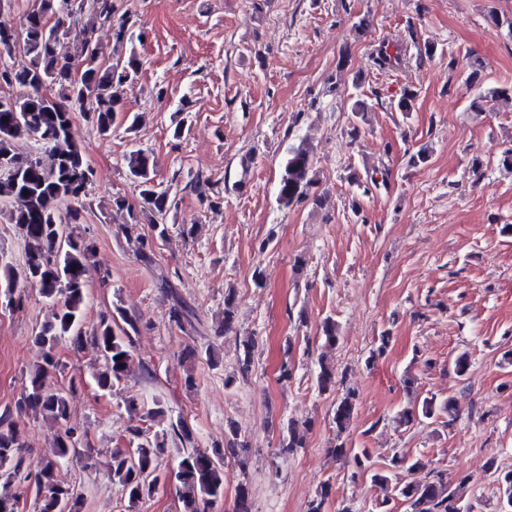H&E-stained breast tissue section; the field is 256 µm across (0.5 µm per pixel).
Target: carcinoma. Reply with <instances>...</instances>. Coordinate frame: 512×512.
Instances as JSON below:
<instances>
[{"label":"carcinoma","instance_id":"1","mask_svg":"<svg viewBox=\"0 0 512 512\" xmlns=\"http://www.w3.org/2000/svg\"><path fill=\"white\" fill-rule=\"evenodd\" d=\"M87 1L94 20L115 28L116 40L130 38L126 21L114 19L113 0H35L36 5L26 15L24 29L23 53L29 57V65L21 69L0 66V85L20 90L16 96L7 98V107H0V159H9L19 167L15 176L0 174V215L17 226L24 251L20 266L6 264L0 270V288L10 293L21 281L53 305L52 320L42 324L34 335V343L41 350L40 358L29 370L28 381L14 407L0 413V477L8 486L17 482L26 484L23 489L0 491V512H18L20 499L29 492L33 495L34 512H81V492L60 481L57 475L63 461L89 446L86 433L67 425L70 402L77 391L75 380H70L65 388L48 386L62 369L56 354L59 343L68 341L78 347L89 340L95 345L102 364L93 373V380L104 392L121 383L133 363L136 319L116 305L100 314L92 331L85 330L87 255L91 246L73 233L64 241L57 234L59 224L82 223L81 198L87 194L93 177L80 146L72 139V113L90 115L100 133H109L116 121L125 84L142 66L137 54L132 52L123 65L103 67L99 53H88V48L97 44L86 32L74 37L73 54L60 55V40L70 35L67 18L73 7L81 9ZM372 58L382 70L394 67L399 60L384 45L375 50ZM505 95L512 97V89H481L472 108L481 112L484 104ZM21 139L40 142L45 157L15 152V143ZM125 160L128 174L151 217L165 221L171 209V196L169 189H161L155 183V156L137 149ZM313 165V153L305 142L289 147L278 184L280 205L288 207L310 197ZM170 294V320L181 328L195 314L181 302L175 289H170ZM241 346L238 366L239 372L245 375L253 364L256 341L246 336ZM335 386V368L320 362L319 391L326 392ZM355 408L353 392L336 401L333 419L337 435L344 433ZM29 412L51 421L56 433L50 453L26 471L21 454L25 442L17 419ZM454 415L453 399L438 400L431 396L408 403L396 419L399 425L407 427ZM173 432L182 443L191 445L180 456L176 471L183 488V512H209L210 505L224 493V455L230 452L244 458L249 448L232 441L230 448H215L209 453L192 447L194 439L189 427L180 423L173 426ZM131 435L135 448L128 453L112 454L110 475L112 482L122 488L132 509L155 488L166 432L157 431L149 437L133 429ZM302 447L304 438L291 421L280 448L292 452ZM336 452L350 458L356 472H366L367 449L349 448L341 442L336 445ZM390 467L410 474L423 469L425 464L419 458L396 455ZM391 470L369 472L371 483L382 494L379 507L399 501L405 505L404 512H470L463 502L466 479L460 478L454 484L448 480L447 473L438 471L432 473L430 480L420 483L395 478ZM487 470L497 482L500 512H512V470L499 468L493 458L487 462Z\"/></svg>","mask_w":512,"mask_h":512}]
</instances>
